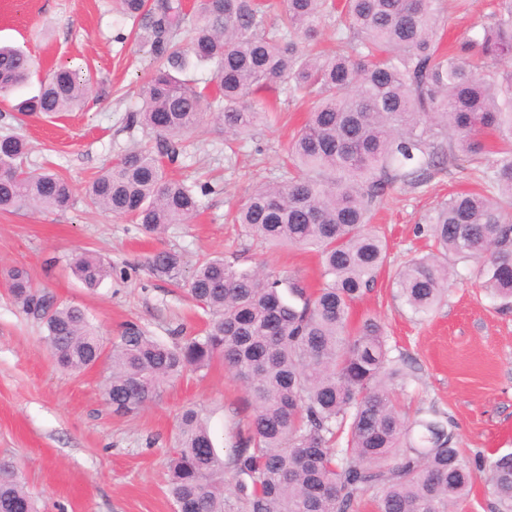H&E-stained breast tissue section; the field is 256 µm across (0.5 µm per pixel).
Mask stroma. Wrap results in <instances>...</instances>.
Instances as JSON below:
<instances>
[{
    "mask_svg": "<svg viewBox=\"0 0 512 512\" xmlns=\"http://www.w3.org/2000/svg\"><path fill=\"white\" fill-rule=\"evenodd\" d=\"M447 7L442 45L455 49L487 23L493 4L448 0ZM0 42L31 55L33 78L23 94L37 93L40 79L60 65L92 81L86 106L55 118L17 121L0 99V131L24 134L31 145L28 167H53L72 192L64 210L0 213V457L20 465L40 512H174L167 459L177 414L187 405L201 409L217 448L227 453L237 424L251 412L245 389L217 359L167 384L160 399L139 412L114 414L103 395V368L61 370L43 342L40 320L9 294L3 278L11 267L27 268L35 288L86 309L107 341L129 322L164 342L175 328L189 335L203 329L207 315L186 288L150 271L147 260L160 250L179 253L187 273L199 258L221 255L238 268L262 264L316 287L315 253L268 247L231 221L255 185L280 175L311 101L277 88L266 96L276 112L242 137L205 119L170 169L171 176L206 186L202 208L190 223L152 235L85 201L98 172L151 142L130 115L142 104L155 60L131 20L114 10L113 0H0ZM473 186L474 166L464 160L422 187L393 188L377 205L372 225L387 240V264L373 290L352 306L350 323L381 319L390 345L412 367L398 394L401 404L435 408L468 455L489 456L512 453V313L500 312L479 287L470 262L455 263L445 304L422 320L392 286L398 269L430 249L418 226L440 201ZM84 251L112 266L111 278L93 291L70 270Z\"/></svg>",
    "mask_w": 512,
    "mask_h": 512,
    "instance_id": "35a3bbf8",
    "label": "stroma"
}]
</instances>
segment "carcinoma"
I'll return each instance as SVG.
<instances>
[{"label":"carcinoma","instance_id":"cac0c4a2","mask_svg":"<svg viewBox=\"0 0 512 512\" xmlns=\"http://www.w3.org/2000/svg\"><path fill=\"white\" fill-rule=\"evenodd\" d=\"M118 2L156 59L147 100L132 116L156 140L97 176L86 190L89 205L131 216L148 232L186 223L201 200L194 185L167 173L182 136L209 112L227 132H250L268 107L248 98L284 82L290 93L315 98L289 146L297 173L253 190L234 221L271 244L317 252L321 282L310 290L209 257L188 281L209 313L202 333L165 343L129 323L107 350L83 308L35 291L28 271L15 267L8 288L43 322L58 365L81 372L111 362L104 396L118 415L217 358L245 386L253 413L225 460L197 408L178 416L169 461L175 512H351L367 493L377 512H449L478 477L497 512H512V454L469 458L434 409L408 422L397 406L408 359L392 355L381 320L349 324L352 305L372 291L387 258V243L368 228L373 208L391 187L427 183L462 156L477 164L485 190L433 210L426 232L436 252L401 267L393 287L414 314H431L447 297L452 255L476 261L482 287L512 310V146L489 151L483 141L489 132L512 135V68L500 69L512 62V0H497L491 21L453 53L442 49L444 0H285L272 23L258 0H198L190 13L182 0ZM333 16L332 54L297 47V35L316 36ZM473 49L494 69H475ZM190 57L212 65L213 89L184 78ZM30 71L24 50L0 45L1 96L20 89ZM90 92L91 79L60 67L11 111L69 112ZM28 151L22 135H0V210L68 208L67 183L27 170ZM148 265L182 280L176 252H156ZM72 271L89 289L112 274L90 253L76 256ZM0 512H37L10 458H0Z\"/></svg>","mask_w":512,"mask_h":512}]
</instances>
